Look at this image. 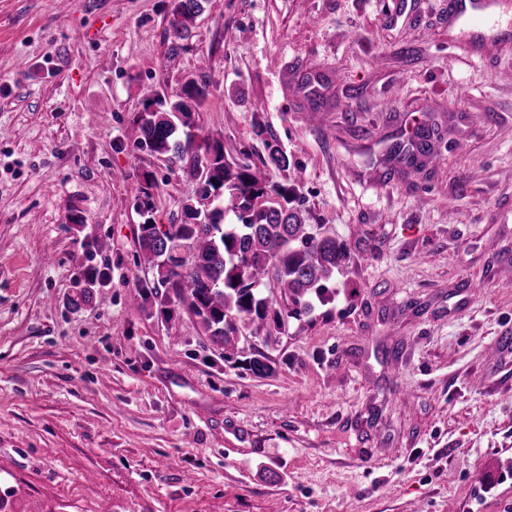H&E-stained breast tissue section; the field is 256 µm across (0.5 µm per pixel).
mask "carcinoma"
<instances>
[{
    "label": "carcinoma",
    "mask_w": 512,
    "mask_h": 512,
    "mask_svg": "<svg viewBox=\"0 0 512 512\" xmlns=\"http://www.w3.org/2000/svg\"><path fill=\"white\" fill-rule=\"evenodd\" d=\"M203 0H171V15L179 18L169 33L177 41L191 35ZM205 79L186 81L177 101L167 104L159 94L148 99L132 122L139 136L136 147L175 165L182 177L200 185V198L182 206L183 218L164 231L153 223V203L147 186L139 187L138 245L144 262L156 268L157 278L138 285L142 300L165 306L168 292L200 320L211 343L228 347L241 335L240 323L267 336L279 333L284 321L312 310V298L332 300L336 274L349 259V248L334 237L313 235L306 216L295 205L299 180L274 181L260 168L287 171L291 162L277 139L259 125L262 166L249 150L200 132L192 109L208 95ZM237 223H224L226 210ZM97 241L83 247L80 267L82 295L92 297L105 287L107 272L93 264ZM273 280L291 305L281 310L263 296L261 285ZM248 367L257 376L274 371L270 359L255 354Z\"/></svg>",
    "instance_id": "carcinoma-1"
}]
</instances>
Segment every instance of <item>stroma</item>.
<instances>
[{"label": "stroma", "instance_id": "stroma-1", "mask_svg": "<svg viewBox=\"0 0 512 512\" xmlns=\"http://www.w3.org/2000/svg\"><path fill=\"white\" fill-rule=\"evenodd\" d=\"M167 3L0 0L12 512H512V50L459 58L448 0H206L176 50ZM306 75L324 80L316 112ZM199 77L203 134L271 129L313 234L352 254L333 302L227 350L185 308L133 298L154 277L143 173L163 229L199 185L138 152L131 119ZM413 115L438 159L383 181ZM89 237L103 301L80 296ZM257 352L274 374L247 370Z\"/></svg>", "mask_w": 512, "mask_h": 512}]
</instances>
